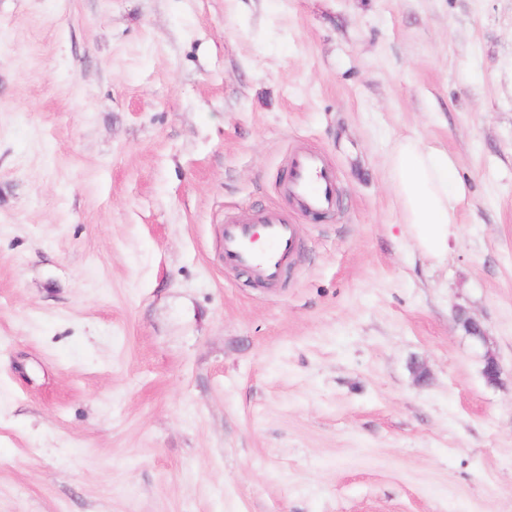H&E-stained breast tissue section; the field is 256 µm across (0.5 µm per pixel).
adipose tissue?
Returning <instances> with one entry per match:
<instances>
[{
	"mask_svg": "<svg viewBox=\"0 0 512 512\" xmlns=\"http://www.w3.org/2000/svg\"><path fill=\"white\" fill-rule=\"evenodd\" d=\"M386 172L401 222L415 247L426 256L443 260L468 198L454 161L418 138L404 137L388 155Z\"/></svg>",
	"mask_w": 512,
	"mask_h": 512,
	"instance_id": "1",
	"label": "adipose tissue"
}]
</instances>
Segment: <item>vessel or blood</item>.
<instances>
[{"instance_id": "obj_1", "label": "vessel or blood", "mask_w": 512, "mask_h": 512, "mask_svg": "<svg viewBox=\"0 0 512 512\" xmlns=\"http://www.w3.org/2000/svg\"><path fill=\"white\" fill-rule=\"evenodd\" d=\"M287 189L292 201L311 215L328 214L337 205L336 176L316 153L293 154ZM298 252L296 226L278 211L225 214V265L249 273L261 285L277 286Z\"/></svg>"}]
</instances>
